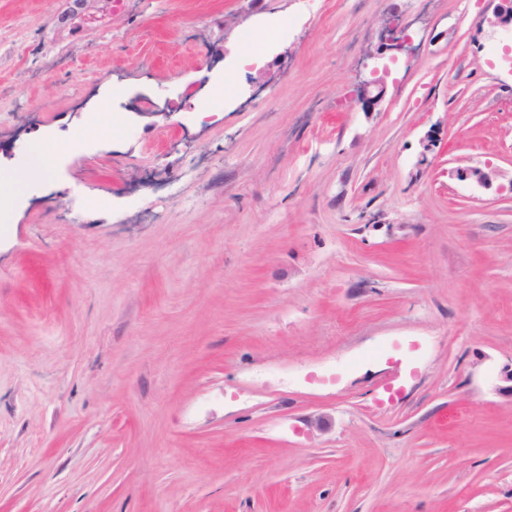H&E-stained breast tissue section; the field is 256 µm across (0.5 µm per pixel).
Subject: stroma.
<instances>
[{
  "label": "stroma",
  "mask_w": 512,
  "mask_h": 512,
  "mask_svg": "<svg viewBox=\"0 0 512 512\" xmlns=\"http://www.w3.org/2000/svg\"><path fill=\"white\" fill-rule=\"evenodd\" d=\"M121 2L0 0V176L98 88L228 93L115 106L0 214V512H512L502 0ZM111 0H70V6L58 18V26L60 29L69 28L73 31L79 29L90 17L89 11L96 7L99 2H110ZM406 40L405 24L399 20L387 23L379 32L380 44L385 45L386 49L401 51L406 46Z\"/></svg>",
  "instance_id": "35a3bbf8"
}]
</instances>
